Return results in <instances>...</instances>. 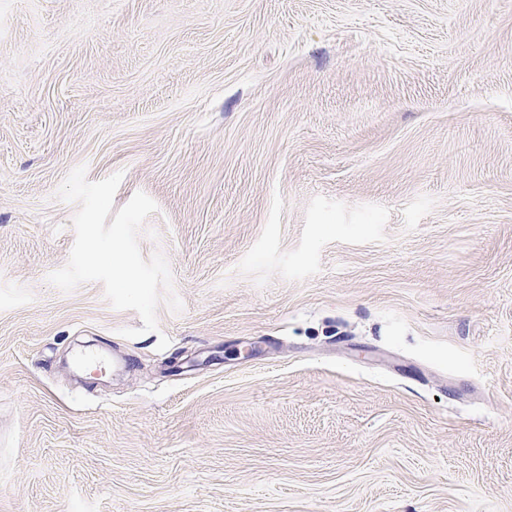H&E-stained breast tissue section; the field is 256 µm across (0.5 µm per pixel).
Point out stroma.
<instances>
[{
	"label": "stroma",
	"instance_id": "obj_1",
	"mask_svg": "<svg viewBox=\"0 0 512 512\" xmlns=\"http://www.w3.org/2000/svg\"><path fill=\"white\" fill-rule=\"evenodd\" d=\"M0 512H512V0H0Z\"/></svg>",
	"mask_w": 512,
	"mask_h": 512
}]
</instances>
